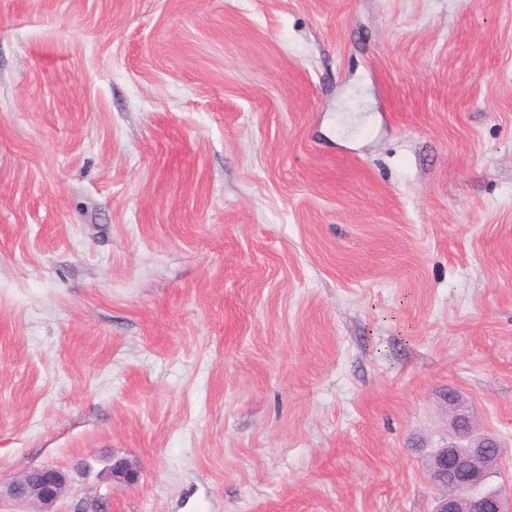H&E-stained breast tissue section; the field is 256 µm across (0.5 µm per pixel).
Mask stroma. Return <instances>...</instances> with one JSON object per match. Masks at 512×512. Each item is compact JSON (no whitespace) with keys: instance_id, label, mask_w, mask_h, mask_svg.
<instances>
[{"instance_id":"35a3bbf8","label":"stroma","mask_w":512,"mask_h":512,"mask_svg":"<svg viewBox=\"0 0 512 512\" xmlns=\"http://www.w3.org/2000/svg\"><path fill=\"white\" fill-rule=\"evenodd\" d=\"M448 388L512 487V0H0V483L432 512Z\"/></svg>"}]
</instances>
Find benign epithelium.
I'll return each mask as SVG.
<instances>
[{
  "mask_svg": "<svg viewBox=\"0 0 512 512\" xmlns=\"http://www.w3.org/2000/svg\"><path fill=\"white\" fill-rule=\"evenodd\" d=\"M448 404V440L427 456V475L437 491L433 512H512V492L481 491L486 471L502 455L500 441L481 430L454 390L443 394ZM67 491L66 474L55 467L32 468L0 486V498L35 504L39 512L53 507Z\"/></svg>",
  "mask_w": 512,
  "mask_h": 512,
  "instance_id": "1",
  "label": "benign epithelium"
}]
</instances>
